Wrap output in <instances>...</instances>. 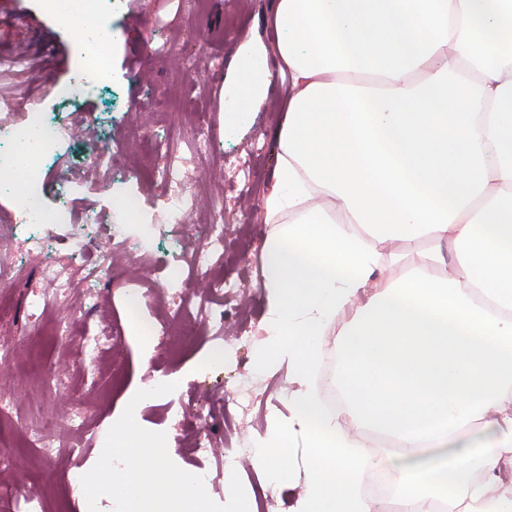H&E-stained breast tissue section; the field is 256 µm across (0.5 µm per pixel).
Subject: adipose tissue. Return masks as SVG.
Returning <instances> with one entry per match:
<instances>
[{
	"label": "adipose tissue",
	"instance_id": "adipose-tissue-1",
	"mask_svg": "<svg viewBox=\"0 0 512 512\" xmlns=\"http://www.w3.org/2000/svg\"><path fill=\"white\" fill-rule=\"evenodd\" d=\"M278 54L290 75L278 173L263 198L257 283L269 339L256 359L293 369L288 420L272 419L254 464L278 473L300 440L309 486L297 512H371L354 494L358 430L392 436L403 506L462 503L512 512L476 471L512 455V0H275ZM470 86L450 102L449 82ZM448 242L420 251L423 240ZM415 264L381 276L386 245ZM337 328L338 415L311 391L320 346ZM487 449H449L473 426ZM125 465L87 492L140 512L145 490L176 488L186 512L206 485L144 463L125 429Z\"/></svg>",
	"mask_w": 512,
	"mask_h": 512
}]
</instances>
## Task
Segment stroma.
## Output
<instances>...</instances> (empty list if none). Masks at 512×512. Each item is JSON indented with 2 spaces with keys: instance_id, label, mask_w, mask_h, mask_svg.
I'll use <instances>...</instances> for the list:
<instances>
[{
  "instance_id": "stroma-1",
  "label": "stroma",
  "mask_w": 512,
  "mask_h": 512,
  "mask_svg": "<svg viewBox=\"0 0 512 512\" xmlns=\"http://www.w3.org/2000/svg\"><path fill=\"white\" fill-rule=\"evenodd\" d=\"M273 0H122L103 20L112 28L108 71L98 91L81 101L58 99L56 86L70 80L81 33L48 12L44 0H0V100L38 111L52 123L69 125L74 114L86 113L93 127L91 142L62 138L58 154L43 173L41 191L47 206L69 203L81 217L97 216L95 225L65 224L52 230L48 249L56 261L71 260L68 240L87 236L90 250L103 249L114 227L127 237H151L154 251L141 259L138 288L152 292L165 283L181 245H202L215 211H222L225 252L214 265L227 281L246 283L245 314L226 315L223 323L202 327L193 348L173 359L147 348L127 321V295L111 282L73 279L76 312L54 309L68 319L66 339L34 354L48 313L35 304L49 290L40 260L31 257L6 290L0 304V344L13 348L19 362L0 369V391L11 398L10 414L27 425L54 424L66 415H86L79 450L66 447L49 459L39 449L22 448L12 433L0 436L16 465L12 480L0 484V512H114L108 498H89L67 485L69 468L88 473L109 465L112 429L131 420L135 443L168 438L176 442L167 457L171 475L193 471L211 475L217 458L255 447L268 432L273 414L287 415L292 384L288 366L258 369L263 348L266 300L254 283L259 276L264 222V193L276 180L277 132L283 121L288 76L281 73L276 34L270 24ZM267 69L264 102L255 112L233 108L234 89L247 59ZM14 111L0 112L13 122ZM206 114L197 126L192 113ZM208 135L213 149L198 156L195 142ZM112 152V169L104 171L95 155ZM181 169L195 179L200 207L182 229L165 226L156 180L137 176L138 166ZM136 196L141 207L133 216L119 209L122 198ZM106 324L114 342L102 346L98 365L84 360L83 340ZM249 336L248 344L225 351V337ZM224 351L214 363L213 352ZM56 366L57 395L42 391L39 369ZM164 375L169 388L150 401L137 400L146 373ZM250 372L258 384L255 410L241 417L237 430L224 427V399L237 388L240 374ZM206 436L212 448L205 458L181 444L191 432ZM240 493L252 496L256 485L271 479L248 465L231 471ZM309 475L299 442H290L277 481L280 493L268 512H295Z\"/></svg>"
}]
</instances>
